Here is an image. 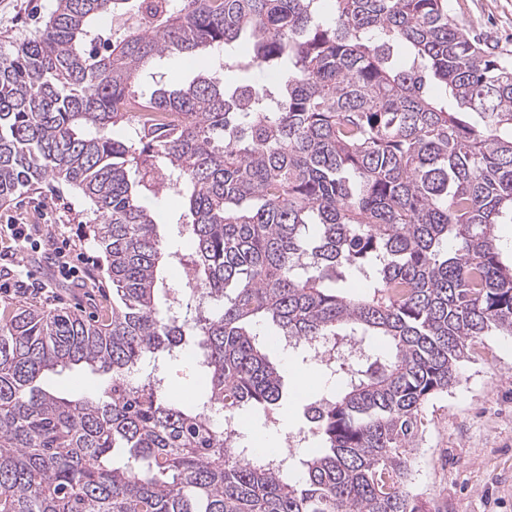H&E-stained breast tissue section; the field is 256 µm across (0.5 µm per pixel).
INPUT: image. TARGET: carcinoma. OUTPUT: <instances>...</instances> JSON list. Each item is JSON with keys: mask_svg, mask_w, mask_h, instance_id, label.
Returning <instances> with one entry per match:
<instances>
[{"mask_svg": "<svg viewBox=\"0 0 512 512\" xmlns=\"http://www.w3.org/2000/svg\"><path fill=\"white\" fill-rule=\"evenodd\" d=\"M127 3L55 0L0 51V202L78 190L112 281L104 322L26 302L0 323V512H422L424 405L477 340L512 336L494 234L512 224V56L472 42L448 0H137L148 31L101 38ZM246 32L234 66L261 77L229 86ZM171 57L199 69L172 82ZM148 195L181 201L186 249L162 242ZM174 265L187 282L162 310ZM347 277L365 292L330 287ZM260 321L296 345L386 343L302 354L336 391L307 407L317 449L291 466L240 445L244 414L283 397ZM185 341L200 377L180 400L141 364ZM76 366L110 385L41 387Z\"/></svg>", "mask_w": 512, "mask_h": 512, "instance_id": "1", "label": "carcinoma"}]
</instances>
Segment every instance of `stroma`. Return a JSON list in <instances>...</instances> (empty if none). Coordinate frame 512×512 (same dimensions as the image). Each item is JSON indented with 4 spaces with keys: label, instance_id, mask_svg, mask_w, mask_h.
<instances>
[{
    "label": "stroma",
    "instance_id": "stroma-1",
    "mask_svg": "<svg viewBox=\"0 0 512 512\" xmlns=\"http://www.w3.org/2000/svg\"><path fill=\"white\" fill-rule=\"evenodd\" d=\"M455 21L474 40L512 54V0H448ZM53 0H0V50L43 28ZM88 203L74 188L44 183L10 202L0 203V226L40 224L17 256L4 257L0 242V314L7 307L37 302L50 309L81 311L100 316L112 302L107 262L97 246L85 214ZM70 258L84 256L78 279L58 275L56 248ZM64 396L96 395L104 376L75 368L48 378ZM327 385L317 384L310 396L284 395L275 415L277 424L245 422V434L262 429L286 438L305 426L308 398H319ZM291 413L289 428L279 419ZM410 489L425 512H512V336L483 337L461 365L459 382L433 397L423 408L419 437L411 454Z\"/></svg>",
    "mask_w": 512,
    "mask_h": 512
}]
</instances>
